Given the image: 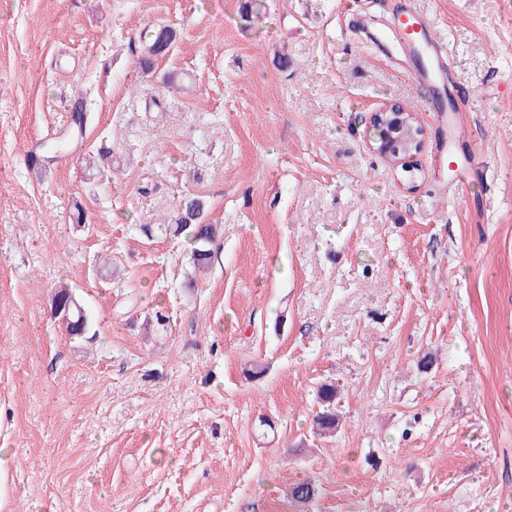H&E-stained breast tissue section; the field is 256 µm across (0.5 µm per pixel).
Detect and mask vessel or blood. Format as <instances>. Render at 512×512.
I'll use <instances>...</instances> for the list:
<instances>
[{
	"label": "vessel or blood",
	"instance_id": "vessel-or-blood-1",
	"mask_svg": "<svg viewBox=\"0 0 512 512\" xmlns=\"http://www.w3.org/2000/svg\"><path fill=\"white\" fill-rule=\"evenodd\" d=\"M383 25L386 37L399 46L404 70L416 85L434 89L446 86L447 49L437 42L416 0H394L392 15Z\"/></svg>",
	"mask_w": 512,
	"mask_h": 512
}]
</instances>
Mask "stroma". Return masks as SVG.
<instances>
[{"label": "stroma", "instance_id": "obj_1", "mask_svg": "<svg viewBox=\"0 0 512 512\" xmlns=\"http://www.w3.org/2000/svg\"><path fill=\"white\" fill-rule=\"evenodd\" d=\"M242 2L0 0V512H512V0H420L449 129L370 38L389 0ZM385 102L425 130L395 162ZM442 145L486 160L467 191ZM188 197L201 272L159 232ZM370 119V126L376 134V138L370 142L373 152L384 157H397L401 153H409L410 149L403 146L406 137L413 136L415 124L419 136V145L415 151L422 147L424 131L414 112H401L398 104H385L374 111ZM205 205L202 199L193 197L184 201L178 210L174 224H167L166 235H181L187 232L194 239L197 247L193 252V261L198 269L208 266L213 257L212 249L219 235L216 224H202ZM55 315L66 322V330L70 336L82 337L88 330V320L79 305L74 293L68 286L56 289L52 300ZM336 394V385L333 383H324L318 389V398L324 408L322 412L316 415V433L319 436H327L334 433L339 425L340 419L333 407ZM331 405L332 407H330Z\"/></svg>", "mask_w": 512, "mask_h": 512}]
</instances>
